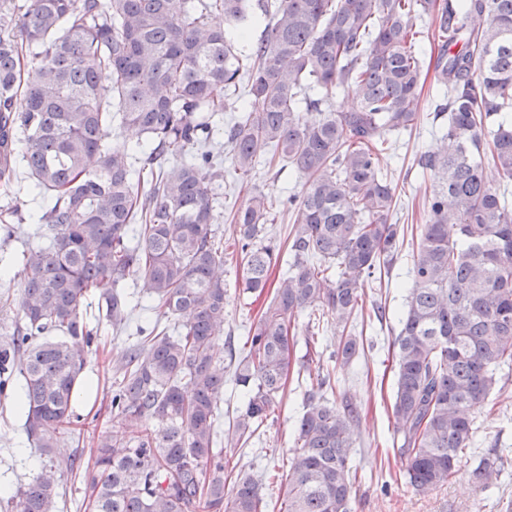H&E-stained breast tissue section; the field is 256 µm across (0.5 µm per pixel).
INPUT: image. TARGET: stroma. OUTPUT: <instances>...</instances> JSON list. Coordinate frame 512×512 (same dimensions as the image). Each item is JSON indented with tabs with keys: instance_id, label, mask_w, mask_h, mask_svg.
I'll return each mask as SVG.
<instances>
[{
	"instance_id": "obj_1",
	"label": "stroma",
	"mask_w": 512,
	"mask_h": 512,
	"mask_svg": "<svg viewBox=\"0 0 512 512\" xmlns=\"http://www.w3.org/2000/svg\"><path fill=\"white\" fill-rule=\"evenodd\" d=\"M438 95L423 90L420 99L421 121L412 132L392 139L390 150L380 154V168L396 187L394 223L414 227L424 223L426 203L431 194V181L424 177L417 160L420 154L436 153L442 148L441 133L434 122ZM268 150H261L251 180L237 181L232 167H225L224 178L215 183L214 194L219 204L218 227L224 237H231L232 216L243 206L252 189L266 193L273 202L274 219L267 226V236L284 244L294 222L287 199L301 196L306 179L291 169L267 163ZM18 192L11 197L0 195V210L14 209L13 221L18 234L10 242L0 243V263L13 265L28 245L41 242L34 219L40 215L43 202L30 192L24 170L16 172ZM413 264L411 245L400 249L389 276L381 284L365 290L366 302L386 305L385 320H354L352 333L363 348L358 358L343 364L332 361L338 338L330 326H323L316 338H309L306 316L295 322L297 346L295 356H308L311 368L329 369L338 391L361 407L362 418L355 428L352 464L357 470L353 512H512V365L497 371L499 383L488 398L476 404L471 415L478 427L476 445L463 456L459 471L447 485L417 494L407 485L408 460L394 443L396 424L391 403L396 389V367L390 343L397 320L404 308L406 287ZM243 263L240 255L224 259V328L216 338L217 346L232 343L236 352H244L249 327L270 300L262 295L249 302L242 288ZM124 287L132 296L134 310L124 331H113L98 312L96 298L86 301V320L96 333L97 348L87 357L83 373L91 388L77 392V411L83 420L74 435L62 439L57 447L43 449L28 439L25 415L17 409L15 399L24 386L15 377L0 394V487L15 491L38 473L42 464L51 462L58 468L60 512H87V474L95 469V442L101 431L109 429L111 396L116 376L114 364L121 357L137 329L154 321L150 310V294L141 278L131 276ZM303 413L302 396L295 384H288L282 402L275 407L262 429V441L239 453V471L257 478L261 495L268 504L267 512H279L288 490V460L292 455L298 420ZM502 452L504 472L491 486L476 483L472 470L482 458ZM79 465L67 469L71 457Z\"/></svg>"
}]
</instances>
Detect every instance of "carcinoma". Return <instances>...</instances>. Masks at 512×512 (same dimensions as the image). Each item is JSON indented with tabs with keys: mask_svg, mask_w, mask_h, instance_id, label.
Wrapping results in <instances>:
<instances>
[{
	"mask_svg": "<svg viewBox=\"0 0 512 512\" xmlns=\"http://www.w3.org/2000/svg\"><path fill=\"white\" fill-rule=\"evenodd\" d=\"M0 0V189L17 167L50 200L49 243L23 254L18 320L0 338V392L24 379L25 429L51 448L78 422L76 390L94 336L83 313L99 293L105 319L126 326L129 276L144 280L156 319L115 364L112 412L121 439L97 437L90 512H263L260 483L231 458L257 436L284 391L303 312L340 333L336 360L360 352L347 333L366 282L394 263L395 189L378 168L389 135L413 130L428 72L416 19L428 15L439 53L432 85L442 154L419 165L434 189L413 251L405 309L392 341V414L407 484L448 483L475 433L471 407L512 363V201L485 163L512 181V0ZM266 36L245 43L247 30ZM249 105L224 128L234 173L257 150L307 178L288 234L287 269L249 330L247 353L217 358L224 326V240L209 149L241 84ZM350 88L356 105L334 108ZM23 95L25 108L14 111ZM326 108L314 125L302 108ZM144 136L135 170L110 146L112 124ZM272 203L252 195L233 215L243 288L261 296L280 247L266 238ZM243 387L221 430L224 374ZM289 460L283 512H351V447L360 411L319 369ZM498 475L485 461L475 479ZM57 468H42L3 512H57Z\"/></svg>",
	"mask_w": 512,
	"mask_h": 512,
	"instance_id": "cac0c4a2",
	"label": "carcinoma"
}]
</instances>
